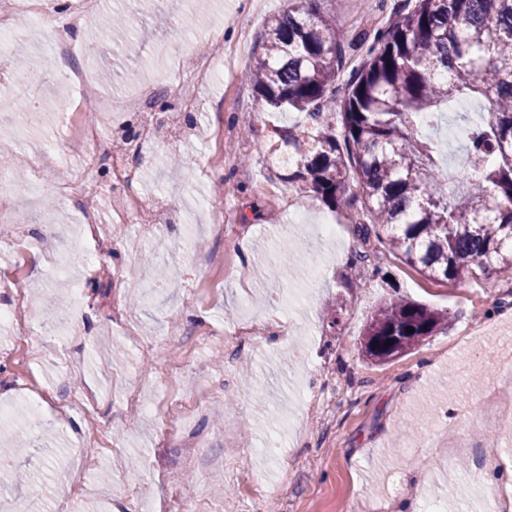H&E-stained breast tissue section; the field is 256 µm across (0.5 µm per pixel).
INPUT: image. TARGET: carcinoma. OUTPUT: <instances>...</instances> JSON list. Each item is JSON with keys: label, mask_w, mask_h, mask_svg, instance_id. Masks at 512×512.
I'll use <instances>...</instances> for the list:
<instances>
[{"label": "carcinoma", "mask_w": 512, "mask_h": 512, "mask_svg": "<svg viewBox=\"0 0 512 512\" xmlns=\"http://www.w3.org/2000/svg\"><path fill=\"white\" fill-rule=\"evenodd\" d=\"M320 2L288 0L244 74L266 111L304 115L272 130L276 178L311 188L333 212L366 214L381 248L355 254L362 269L379 272L390 253L436 281L512 276V0H405L356 36L370 45L350 69ZM98 39L133 46L129 26L117 37L108 22ZM459 94L489 109L467 131L474 173L450 185L420 129ZM446 328L448 312L394 299L371 317L361 353L386 363Z\"/></svg>", "instance_id": "1"}]
</instances>
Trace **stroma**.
Listing matches in <instances>:
<instances>
[{"label":"stroma","instance_id":"1","mask_svg":"<svg viewBox=\"0 0 512 512\" xmlns=\"http://www.w3.org/2000/svg\"><path fill=\"white\" fill-rule=\"evenodd\" d=\"M58 2L46 28L17 14L0 55V159L23 158L24 181L45 186L34 204L0 199V307L21 280L17 317L32 329L28 341L0 331V405L15 418L0 425V448H13L15 426L31 433L0 473V512H181L188 501L196 512H396L401 500L438 492L447 512H484L488 487L470 480L482 454L496 451L512 471V435L489 445L477 422L482 400L502 389L500 368L512 364V286L495 275L464 286L432 281L394 256L381 273L354 272V254L378 248L377 238L360 236L310 189L270 179L259 146L272 126L300 115L265 112L243 75L285 0H154L131 54L93 47L91 22L123 6L95 0L73 38L82 53L49 65L48 33L68 28L70 0ZM396 2L340 0L336 23L374 31ZM219 24L220 46L211 37ZM183 36L194 57H215L222 78L177 57ZM21 54L43 106L30 129L10 84ZM72 68L115 105L144 78L180 81L206 99L195 123L231 133L228 155L197 138L168 141L162 126L154 151L128 153L136 190L168 203L161 230L113 223L109 160L96 163L99 224H83L79 196L58 193L63 160L85 154L63 113L78 94L64 78ZM246 120L255 135L240 133ZM50 142L57 155L42 157ZM227 211L238 223L215 231ZM323 223L337 226V241L317 233ZM165 239L171 285L159 288L146 257ZM131 250L140 256L133 267ZM401 297L448 311V328L372 364L359 352L367 322ZM282 316L288 334L268 332ZM242 320L253 343L224 335ZM471 321L483 331L467 340ZM135 379L152 414L126 402ZM272 436L275 460L258 452ZM247 471L264 496L245 487Z\"/></svg>","mask_w":512,"mask_h":512}]
</instances>
